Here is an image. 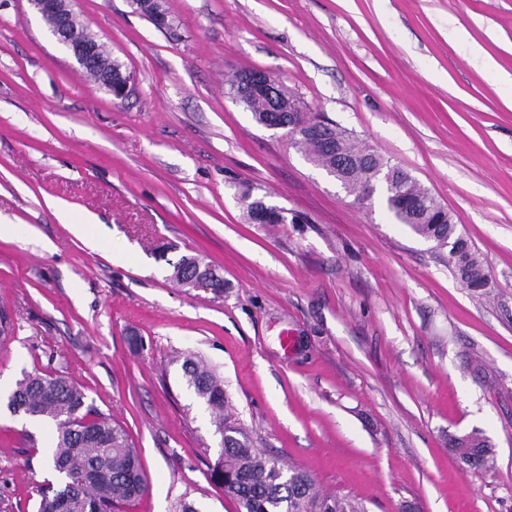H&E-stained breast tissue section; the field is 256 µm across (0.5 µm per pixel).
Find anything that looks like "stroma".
Returning a JSON list of instances; mask_svg holds the SVG:
<instances>
[{"label": "stroma", "mask_w": 512, "mask_h": 512, "mask_svg": "<svg viewBox=\"0 0 512 512\" xmlns=\"http://www.w3.org/2000/svg\"><path fill=\"white\" fill-rule=\"evenodd\" d=\"M130 0L75 9L131 76L95 84L27 0H0V512H36L50 429L14 416L22 371L68 375L150 479L123 512H240L209 478V410L176 352L224 380L257 448L368 512H512V0ZM262 70L409 171L483 262L485 293L359 206L226 93ZM280 224L247 218L243 192ZM89 213V245L51 204ZM220 267L223 295L172 262ZM495 446L473 469L448 436ZM29 431L33 441L21 433ZM171 266L173 267L172 277L185 287L187 282L200 272L209 271L212 275L217 274L215 288H212L211 291L216 294L224 293V277L215 267H212V264L206 263L198 257L182 256L177 262L172 263Z\"/></svg>", "instance_id": "35a3bbf8"}]
</instances>
